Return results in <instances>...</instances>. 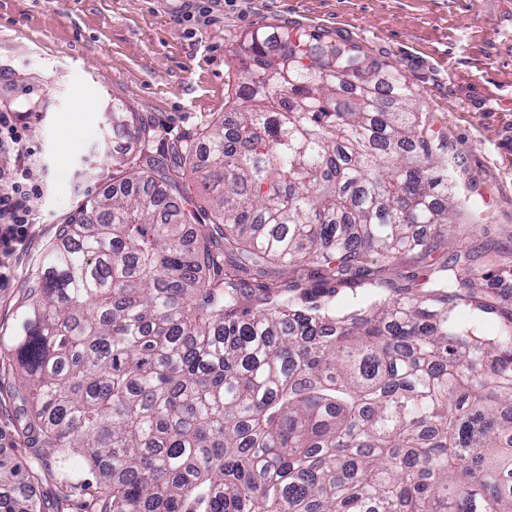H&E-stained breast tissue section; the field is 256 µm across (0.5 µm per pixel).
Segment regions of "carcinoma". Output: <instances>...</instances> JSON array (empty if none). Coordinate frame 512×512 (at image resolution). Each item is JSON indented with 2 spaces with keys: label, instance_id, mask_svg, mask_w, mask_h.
<instances>
[{
  "label": "carcinoma",
  "instance_id": "obj_1",
  "mask_svg": "<svg viewBox=\"0 0 512 512\" xmlns=\"http://www.w3.org/2000/svg\"><path fill=\"white\" fill-rule=\"evenodd\" d=\"M236 53L233 111L168 164L129 157L29 285L8 360L61 493L75 512H512V308L448 262L445 137L338 37L275 28ZM112 133L155 127L116 104ZM187 178L217 190L191 237ZM406 252L427 290L336 306ZM276 263L288 293L251 284ZM39 463L0 457V512H44Z\"/></svg>",
  "mask_w": 512,
  "mask_h": 512
}]
</instances>
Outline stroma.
<instances>
[{
  "mask_svg": "<svg viewBox=\"0 0 512 512\" xmlns=\"http://www.w3.org/2000/svg\"><path fill=\"white\" fill-rule=\"evenodd\" d=\"M276 26L341 34L370 65L403 73L447 134L448 172L470 203L460 250L512 265V0H0V92L30 114V155L15 173L40 187L0 283V339L61 225L120 176L112 156L128 143L112 136L113 104L152 122L146 150L165 156L233 108L237 46ZM28 86L36 102L21 99ZM79 98L91 111H74ZM18 387L0 360V455L26 459Z\"/></svg>",
  "mask_w": 512,
  "mask_h": 512,
  "instance_id": "obj_1",
  "label": "stroma"
}]
</instances>
